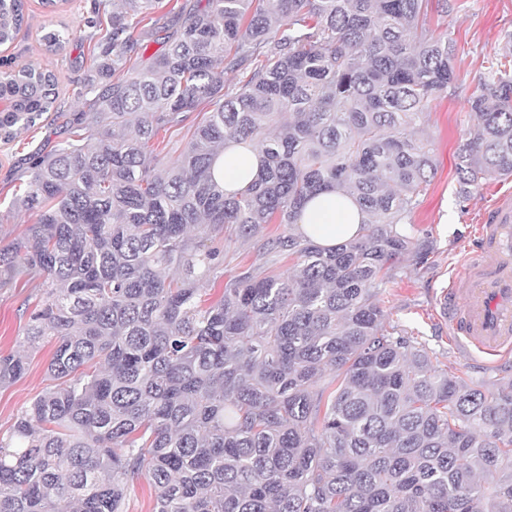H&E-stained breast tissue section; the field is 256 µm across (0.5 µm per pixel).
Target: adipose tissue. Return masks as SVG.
Returning <instances> with one entry per match:
<instances>
[{
  "instance_id": "ef3b65f1",
  "label": "adipose tissue",
  "mask_w": 512,
  "mask_h": 512,
  "mask_svg": "<svg viewBox=\"0 0 512 512\" xmlns=\"http://www.w3.org/2000/svg\"><path fill=\"white\" fill-rule=\"evenodd\" d=\"M260 169V157L248 145L242 144L225 151L215 164V176L225 193L243 191L255 179ZM361 215L348 199L333 192L321 194L308 203L299 222V230L321 246L336 243L356 235Z\"/></svg>"
}]
</instances>
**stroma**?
Instances as JSON below:
<instances>
[{"mask_svg":"<svg viewBox=\"0 0 512 512\" xmlns=\"http://www.w3.org/2000/svg\"><path fill=\"white\" fill-rule=\"evenodd\" d=\"M92 0H66L48 8L43 0H25V20L15 42L6 51L12 69L39 63L58 77L59 111L48 112L34 127L16 139H0V248L6 247L34 221L33 215L12 208L11 200L31 176L32 161L66 138L76 127L84 101L79 92L96 53L90 39H78L76 31L91 11ZM431 24L448 35L453 45V64L460 81L434 100L419 125L432 143L435 170L430 184L418 197L412 216V236L421 253L406 255L398 275L386 287L381 305L389 324L425 345L436 368L448 370L463 380L493 389L512 381V358L495 368L457 350L448 328L435 314V302L448 278L461 270V258L478 244L477 226L484 211L500 194L512 193V178L489 179L458 192L455 155L465 133L475 122L468 99L480 76L492 64L512 55V0H455L445 16H432ZM53 29L67 30L71 39L63 50L45 52L43 35ZM279 273L287 272L288 260L271 261L256 245L231 241L224 246L223 278H231L243 265ZM41 279L17 272L10 284L0 288V351L15 349L27 320V309L41 296ZM52 344L31 351L26 371L16 382L0 387V436L8 433L18 411L49 387L47 367Z\"/></svg>","mask_w":512,"mask_h":512,"instance_id":"stroma-1","label":"stroma"}]
</instances>
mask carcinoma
Masks as SVG:
<instances>
[{
  "label": "carcinoma",
  "instance_id": "carcinoma-1",
  "mask_svg": "<svg viewBox=\"0 0 512 512\" xmlns=\"http://www.w3.org/2000/svg\"><path fill=\"white\" fill-rule=\"evenodd\" d=\"M430 2L188 0L160 26L154 0H93L86 26L107 12L111 27L87 110L33 164L12 206L35 222L0 250L1 288L44 277L0 386L54 342V385L0 437V512H126L143 475L154 512H512V382L437 369L378 299L434 170L417 119L458 80ZM24 6L0 0V47ZM148 40L164 49L145 60ZM68 41L43 36L50 53ZM260 57L224 91L225 71ZM57 83L36 64L1 77L0 135L56 109ZM468 103L462 195L512 176V60ZM203 104L161 161L160 131ZM240 141L265 164L229 196L214 162ZM325 191L362 215L330 248L298 229ZM231 227L288 275L251 265L213 295Z\"/></svg>",
  "mask_w": 512,
  "mask_h": 512
}]
</instances>
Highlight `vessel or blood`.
I'll return each mask as SVG.
<instances>
[{"label": "vessel or blood", "instance_id": "1", "mask_svg": "<svg viewBox=\"0 0 512 512\" xmlns=\"http://www.w3.org/2000/svg\"><path fill=\"white\" fill-rule=\"evenodd\" d=\"M479 245L438 298L440 317L457 347L499 365L512 355V197L484 213Z\"/></svg>", "mask_w": 512, "mask_h": 512}]
</instances>
